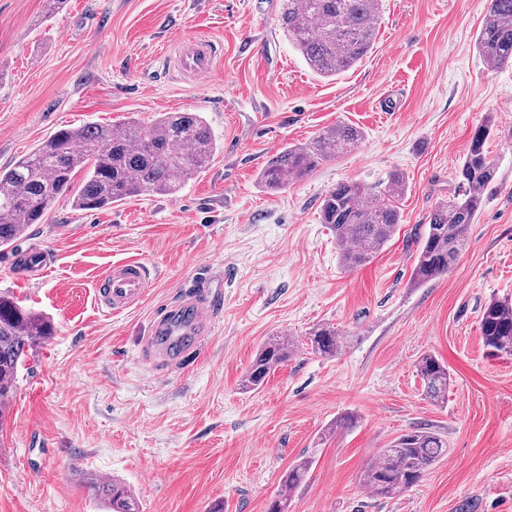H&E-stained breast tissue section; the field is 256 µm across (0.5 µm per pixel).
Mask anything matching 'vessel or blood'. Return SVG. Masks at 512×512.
<instances>
[{"mask_svg": "<svg viewBox=\"0 0 512 512\" xmlns=\"http://www.w3.org/2000/svg\"><path fill=\"white\" fill-rule=\"evenodd\" d=\"M216 51L207 42L189 43L182 51L181 66L195 79L207 77L214 69ZM149 276L137 261L114 264L100 279L98 299L106 309L120 312L143 300ZM216 305L206 290L205 280L193 283L179 305L164 309L154 321V334L147 343L166 365L167 371L182 369L185 360L201 351V338L212 326Z\"/></svg>", "mask_w": 512, "mask_h": 512, "instance_id": "obj_1", "label": "vessel or blood"}]
</instances>
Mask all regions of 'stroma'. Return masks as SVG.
Masks as SVG:
<instances>
[{"mask_svg": "<svg viewBox=\"0 0 512 512\" xmlns=\"http://www.w3.org/2000/svg\"><path fill=\"white\" fill-rule=\"evenodd\" d=\"M0 0V167L57 130L198 112L218 148L174 196L141 194L88 212L58 201L0 252V291L51 317L0 426V512H108L80 474L124 482L141 512H267L280 478L311 465L288 512H512V357L490 356L478 319L512 301V67L476 48L487 0H383L374 46L334 78L312 72L279 27L280 0ZM216 43L204 85L180 68ZM497 165L447 275L411 279L419 236L447 200L485 115ZM346 123L364 134L341 157L269 192L276 149ZM402 176V222L347 271L325 193L354 181L379 197ZM150 271L147 298L114 314L95 297L113 264ZM205 273L224 280L204 355L160 381L142 353L160 306ZM335 327V356L311 337ZM297 348L259 389L242 386L262 343ZM451 377L425 399L416 366ZM349 425H342V418ZM448 454L390 498L364 489L381 448L414 428ZM417 372L427 398L438 402L448 397L450 376L447 367L437 358L431 354L424 355L417 365Z\"/></svg>", "mask_w": 512, "mask_h": 512, "instance_id": "obj_1", "label": "stroma"}]
</instances>
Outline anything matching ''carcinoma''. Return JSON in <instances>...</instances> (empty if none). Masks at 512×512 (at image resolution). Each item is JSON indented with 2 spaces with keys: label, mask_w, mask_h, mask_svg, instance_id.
I'll use <instances>...</instances> for the list:
<instances>
[{
  "label": "carcinoma",
  "mask_w": 512,
  "mask_h": 512,
  "mask_svg": "<svg viewBox=\"0 0 512 512\" xmlns=\"http://www.w3.org/2000/svg\"><path fill=\"white\" fill-rule=\"evenodd\" d=\"M381 0H282L280 29L305 63L318 75L335 77L372 50ZM481 57L495 67L512 65V0H489L476 35ZM492 116L472 134L457 172L458 190L438 204L424 225L413 267L418 284L448 274L469 245L470 224L483 202V191L496 177L486 142ZM362 132L338 124L312 141L285 145L260 172L269 191H280L302 179L321 162L337 158L357 145ZM217 149L216 139L198 112H164L149 122L115 125L90 123L62 128L14 164L0 168V248L10 246L33 224L41 222L57 201L67 198L81 211H96L138 194L172 195L204 169ZM83 173L84 184L73 193V177ZM405 185L396 175L380 202L357 182H341L320 205L321 223L329 226L339 247L341 266L354 270L370 261L392 239L401 221L399 202ZM479 329L492 356H512V302L492 300L482 309ZM49 317L27 309L13 297L0 295V416L9 404L27 353L55 335ZM340 346L338 332L322 328L311 338L312 352L331 357ZM295 343L271 336L260 347L244 383L260 387L288 362ZM427 398L448 397V368L430 354L418 365ZM448 453V441L420 428L405 433L380 450L361 476V484L380 498H389L415 485ZM310 461L289 467L274 499L275 512H288L291 494L304 480ZM107 503L111 512H139L125 485L115 480L83 479Z\"/></svg>",
  "instance_id": "carcinoma-1"
}]
</instances>
